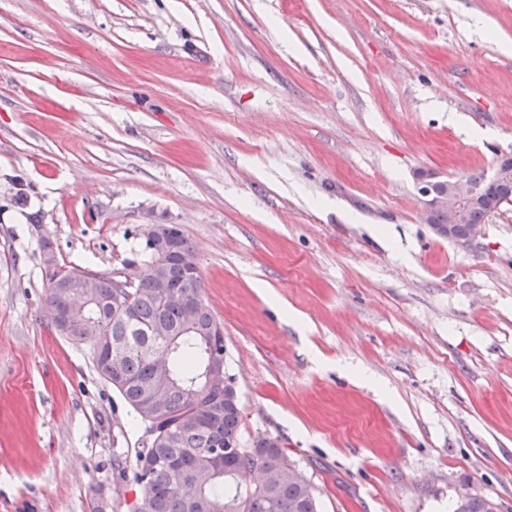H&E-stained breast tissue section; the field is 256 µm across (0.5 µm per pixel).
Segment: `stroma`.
I'll list each match as a JSON object with an SVG mask.
<instances>
[{
  "label": "stroma",
  "mask_w": 512,
  "mask_h": 512,
  "mask_svg": "<svg viewBox=\"0 0 512 512\" xmlns=\"http://www.w3.org/2000/svg\"><path fill=\"white\" fill-rule=\"evenodd\" d=\"M497 146L512 0H0V512L135 500L143 429L42 244L108 276L148 222L193 247L243 442L321 512H512V209L457 244L414 179Z\"/></svg>",
  "instance_id": "1"
}]
</instances>
